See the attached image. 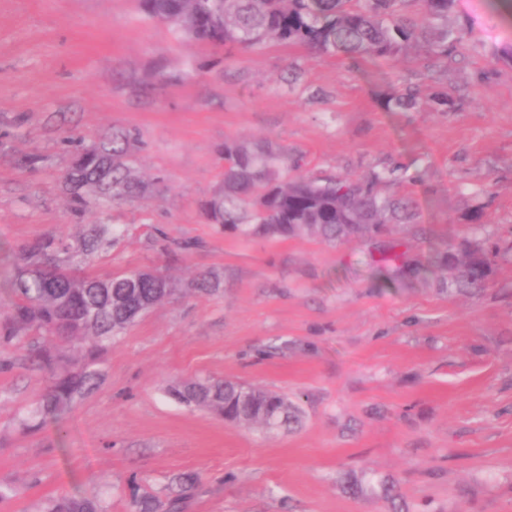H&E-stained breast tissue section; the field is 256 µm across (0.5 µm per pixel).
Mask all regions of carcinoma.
Wrapping results in <instances>:
<instances>
[{
	"label": "carcinoma",
	"mask_w": 512,
	"mask_h": 512,
	"mask_svg": "<svg viewBox=\"0 0 512 512\" xmlns=\"http://www.w3.org/2000/svg\"><path fill=\"white\" fill-rule=\"evenodd\" d=\"M145 15L172 23L199 42L220 50L228 45L253 49L269 41L302 45L325 55L394 59L411 47L423 51L428 73L448 60V50L470 40L471 27H448L455 0H139ZM419 89L409 87L386 105L408 111ZM437 112L454 111L452 98L431 94ZM141 143L132 130H114L86 144L73 137L62 145L73 152L60 182L72 210L98 213L114 203L134 202L153 193L156 183L136 176L128 163ZM283 153L270 142L224 143V173L206 203L209 221L245 238L314 237L334 244L368 241L390 224H412L410 202L382 195L377 186L396 179L395 170L369 178H320L285 174ZM115 240L110 224L94 222L74 244L63 234H47L23 245L9 269L12 297L0 308V346L16 347L51 369L42 411L63 421L77 401L94 391L99 378L80 361L93 363L112 338L123 334L141 310L170 293L165 275L130 269L100 276L94 266ZM435 265L448 274L439 287L474 295L493 272L485 241L464 238L438 253ZM181 404L204 407L243 428L267 432L299 421L288 398L239 383L210 378L171 389ZM197 476L171 478L162 501L142 495L133 512H180ZM40 512H105L95 496L49 500Z\"/></svg>",
	"instance_id": "1"
}]
</instances>
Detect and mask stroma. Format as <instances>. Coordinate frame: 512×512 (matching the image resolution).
Instances as JSON below:
<instances>
[{
    "label": "stroma",
    "mask_w": 512,
    "mask_h": 512,
    "mask_svg": "<svg viewBox=\"0 0 512 512\" xmlns=\"http://www.w3.org/2000/svg\"><path fill=\"white\" fill-rule=\"evenodd\" d=\"M466 47L427 74L416 50L351 60L270 42L225 55L147 18L139 0H0V301L14 250L48 233L78 238L59 177L74 135L93 143L139 133L135 173L160 184L101 219L121 238L95 270L161 268L175 291L116 337L98 389L60 424L26 429L49 384L25 351L0 347V512H39L52 498L95 495L107 512L165 497L174 475L199 481L182 512H512V6L456 0ZM419 104L383 102L406 86ZM444 88L455 111H433ZM269 139L320 177L396 170L423 236L390 225L427 263L469 232L496 246L479 296L435 278L385 280L371 248L313 238L244 240L210 223L224 143ZM36 154L35 167L21 166ZM191 242L165 253V244ZM210 273L217 290L198 291ZM212 377L286 394L302 422L274 433L188 408L172 386Z\"/></svg>",
    "instance_id": "stroma-1"
}]
</instances>
